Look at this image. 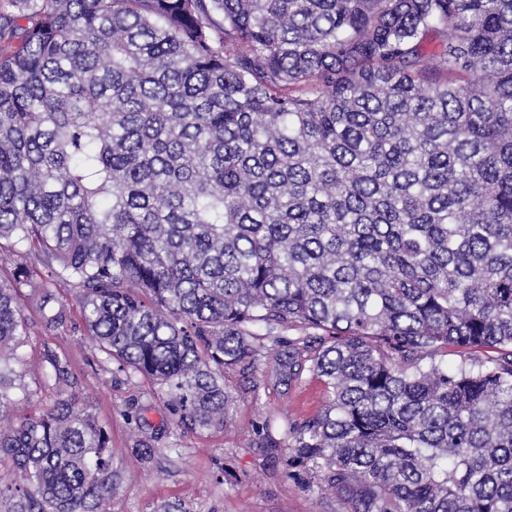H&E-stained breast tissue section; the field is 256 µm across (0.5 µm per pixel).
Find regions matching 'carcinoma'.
Wrapping results in <instances>:
<instances>
[{
	"mask_svg": "<svg viewBox=\"0 0 512 512\" xmlns=\"http://www.w3.org/2000/svg\"><path fill=\"white\" fill-rule=\"evenodd\" d=\"M11 2L0 512L112 496L65 355L53 407L10 417L23 289L66 333L58 284L178 428L227 426L228 367L320 378V411L262 431L342 512H512V0Z\"/></svg>",
	"mask_w": 512,
	"mask_h": 512,
	"instance_id": "1",
	"label": "carcinoma"
}]
</instances>
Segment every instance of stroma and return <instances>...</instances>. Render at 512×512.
Masks as SVG:
<instances>
[{
	"label": "stroma",
	"instance_id": "1",
	"mask_svg": "<svg viewBox=\"0 0 512 512\" xmlns=\"http://www.w3.org/2000/svg\"><path fill=\"white\" fill-rule=\"evenodd\" d=\"M25 302L31 330L22 349L24 381L34 396L17 413L54 404L56 393L41 375L43 360L50 351L66 354L78 378L80 406L110 430L115 489L107 512H340L334 493L310 496L288 482L257 433L266 417L285 424L316 413L326 399L320 379L307 374L286 388L257 386L237 369H226L225 381L237 397L231 423L201 433L180 429L157 386L100 364L80 330L58 335L44 329L33 290H26ZM144 430L157 436L148 457L135 446Z\"/></svg>",
	"mask_w": 512,
	"mask_h": 512
}]
</instances>
